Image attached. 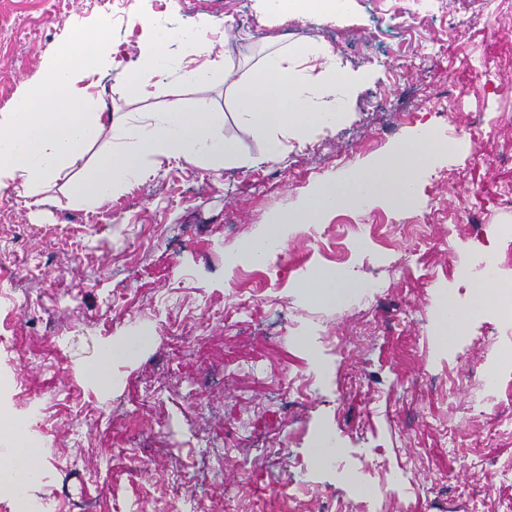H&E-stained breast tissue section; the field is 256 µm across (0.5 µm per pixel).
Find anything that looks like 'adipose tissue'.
Here are the masks:
<instances>
[{
  "label": "adipose tissue",
  "mask_w": 512,
  "mask_h": 512,
  "mask_svg": "<svg viewBox=\"0 0 512 512\" xmlns=\"http://www.w3.org/2000/svg\"><path fill=\"white\" fill-rule=\"evenodd\" d=\"M137 64L126 69L125 94L150 97L149 75L179 73L184 82L224 83L231 91L238 122L259 133V158L242 155L224 136V115L207 99L186 104L175 98L149 118L118 121L104 111L87 89L76 87L75 73L93 74L120 67V50L100 29L80 33L71 50L54 61L47 80L22 97L8 118L0 119V191L14 189L37 196L63 170H70L76 203L93 209L152 176L156 163L184 161L211 170L227 165L278 162L288 140L333 129L346 118L355 90L367 80L364 71L348 73L340 56L322 43L304 40L279 47L253 70L238 71L224 60L188 66L187 56L209 52L207 20L187 38L179 30L159 32L153 19L139 22ZM182 46L172 55L170 45ZM111 142L85 167L76 162L102 135ZM447 148L439 132L424 124L380 162L349 169L319 184L294 214L273 217L265 234L247 246L253 262L263 259L266 244L283 245L289 224H314L350 207L388 203L408 210L417 201L422 174Z\"/></svg>",
  "instance_id": "obj_1"
}]
</instances>
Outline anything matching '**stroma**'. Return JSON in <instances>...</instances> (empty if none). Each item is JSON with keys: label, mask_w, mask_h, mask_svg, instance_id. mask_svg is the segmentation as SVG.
<instances>
[{"label": "stroma", "mask_w": 512, "mask_h": 512, "mask_svg": "<svg viewBox=\"0 0 512 512\" xmlns=\"http://www.w3.org/2000/svg\"><path fill=\"white\" fill-rule=\"evenodd\" d=\"M482 0H432L428 24L413 20L412 0H351L341 20L269 17L256 0H179L178 27L207 19L214 52L230 64L257 67L270 47L309 38L339 46L348 71L369 70L345 121L289 141L285 158L221 172L165 164L117 201L89 211L76 205L69 174L46 187L43 204L0 197V289H12L34 311L19 318L0 302V371L22 382L0 408V455L13 449L5 422L37 403L53 429L41 443L44 477L35 493L57 499L62 512H345L379 498L380 512H500L512 505V435L491 436L506 398L463 425L459 441L442 430L459 415L438 386L423 381L461 358L512 388L501 345L471 336L511 330L495 306L474 314V280L459 268L471 250L496 256L497 283L512 284V208L498 205L512 183V94L490 97L478 66L498 58L512 81V25L482 14ZM106 0H0V118L46 78L78 29L105 24ZM159 0H133L130 21L110 33L125 64L135 65V19ZM238 33L225 43V26ZM466 54L470 67L457 57ZM77 87L97 85L116 118L142 119L178 97H205L224 114V135L256 156L260 135L243 128L223 86L187 85L177 74L151 77L146 99L121 92L123 73H76ZM485 114L497 129L471 141L469 117ZM457 133L420 181L415 209L386 204L345 209L319 224L293 225L280 255L281 273L250 266L244 248L270 219L298 211L310 191L340 171L385 155L415 125ZM457 223H427V248L386 273L371 305L350 295L341 305L303 291L311 276L335 270L370 278L384 257L406 250L403 227L431 209ZM482 214L473 230L460 217ZM256 296L249 312L235 295ZM453 301L464 313L462 336L441 342L438 315ZM415 307V319L404 315ZM378 334L365 347L330 350L326 337L354 338L361 323ZM145 334L134 355L113 359L110 384L90 372L102 349ZM65 339L62 363L46 358ZM316 374L304 402L287 405L289 377ZM342 451L334 468L314 465L322 435ZM271 449L263 457V449ZM418 457L409 467L410 457ZM380 460L400 477L381 490ZM476 486L470 508L460 488Z\"/></svg>", "instance_id": "35a3bbf8"}]
</instances>
